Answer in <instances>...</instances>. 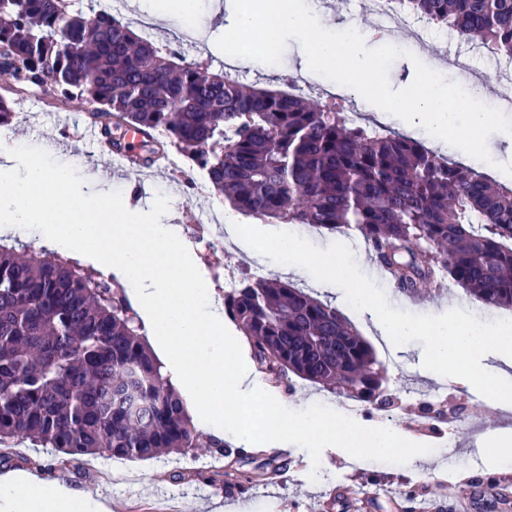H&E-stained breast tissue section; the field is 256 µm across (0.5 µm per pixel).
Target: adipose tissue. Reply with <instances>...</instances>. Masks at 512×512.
<instances>
[{"instance_id":"adipose-tissue-1","label":"adipose tissue","mask_w":512,"mask_h":512,"mask_svg":"<svg viewBox=\"0 0 512 512\" xmlns=\"http://www.w3.org/2000/svg\"><path fill=\"white\" fill-rule=\"evenodd\" d=\"M0 512H112V504L90 500L59 482L5 474L0 476Z\"/></svg>"}]
</instances>
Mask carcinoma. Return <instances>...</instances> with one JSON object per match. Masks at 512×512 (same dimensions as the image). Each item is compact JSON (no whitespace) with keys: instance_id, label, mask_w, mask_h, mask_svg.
I'll use <instances>...</instances> for the list:
<instances>
[{"instance_id":"obj_1","label":"carcinoma","mask_w":512,"mask_h":512,"mask_svg":"<svg viewBox=\"0 0 512 512\" xmlns=\"http://www.w3.org/2000/svg\"><path fill=\"white\" fill-rule=\"evenodd\" d=\"M512 61V0H397ZM10 93L82 97L118 145L146 135L141 165L173 146L231 209L330 233L355 226L393 286L448 279L485 307L512 308V188L494 185L396 133L351 126L341 110L210 73L75 0H0V73ZM224 314L263 372L296 377L379 409L388 370L332 304L246 274ZM29 440L79 465L209 448L249 454L199 430L143 333L126 285L27 243L0 245V464Z\"/></svg>"}]
</instances>
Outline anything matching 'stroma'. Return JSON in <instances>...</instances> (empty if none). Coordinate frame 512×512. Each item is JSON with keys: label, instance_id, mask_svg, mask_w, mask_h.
<instances>
[{"label": "stroma", "instance_id": "35a3bbf8", "mask_svg": "<svg viewBox=\"0 0 512 512\" xmlns=\"http://www.w3.org/2000/svg\"><path fill=\"white\" fill-rule=\"evenodd\" d=\"M233 20L232 0H197V33L184 31L182 19L176 14L164 15L154 23L153 33L164 45L170 43L172 36H181L187 60L209 61L217 72L224 66V55L215 41L231 27ZM304 58L301 45L292 39L277 68L243 64L239 76L247 82L276 84L288 76H301ZM13 107L14 122L0 132V168L16 165L11 156L4 154V147L17 140L43 147L46 139L56 135L59 122H66L73 134L72 149L55 153V160L67 164L74 155L85 156V163L77 171L84 180L82 191L87 195L117 190L145 212L150 210L157 193L167 195L170 209L163 221L177 227L213 298L222 296L213 277L215 268H235L242 272L257 268L264 275H278V268L248 258L231 241L208 245V230L196 223V205L201 197L192 193L183 175L171 165L139 168L121 179L110 177L101 162L100 143L87 134L91 121L89 109L82 100L74 99L55 108L46 95H39L35 100L26 95L14 98ZM377 284L393 307L410 313L440 315L452 309L471 308L463 290L447 281L422 291L415 298L397 291L387 279H378ZM337 307L371 344L378 360L387 366L388 386L397 395L395 408L353 412L348 407L349 397L301 380L295 381L293 390L288 391L262 374L258 377L260 386L286 407L302 409L310 402L321 403L351 414L362 425L391 427L410 441L431 446L436 445L438 435L413 428L418 406L408 399V391L422 388L430 393L437 407L455 399L463 410L458 422L463 438L453 467L441 466L436 456L426 463L411 461L404 465L373 460L355 462L343 450L329 447L323 451L320 468L316 470L319 478L313 481L309 478L313 470L307 461L308 454L302 448L284 451L257 444L250 450V459L242 463L204 449L147 461L95 458L70 468L66 484L89 493L93 499L111 501L112 512H212L215 505L225 504L228 496L239 493L250 497L251 512H316L320 507L326 512H355L354 495L367 492L375 495L368 512H405L413 504L425 512H456L455 505L447 499L424 497L420 491L428 480L438 478L452 484L464 476L469 480L464 494L471 499L472 512H507L496 491L500 488L512 491V468L493 466L487 450L500 434H512V414L498 409L495 401L479 394L464 379L429 377L422 365L420 343L386 348L368 315L354 311L343 299ZM474 446L480 450L475 460L470 457ZM10 452L13 463L9 470L13 473L48 480L52 468L58 465L49 450L32 447L26 441H15ZM274 459L290 461L291 466L283 474L272 475L269 463Z\"/></svg>", "mask_w": 512, "mask_h": 512}]
</instances>
